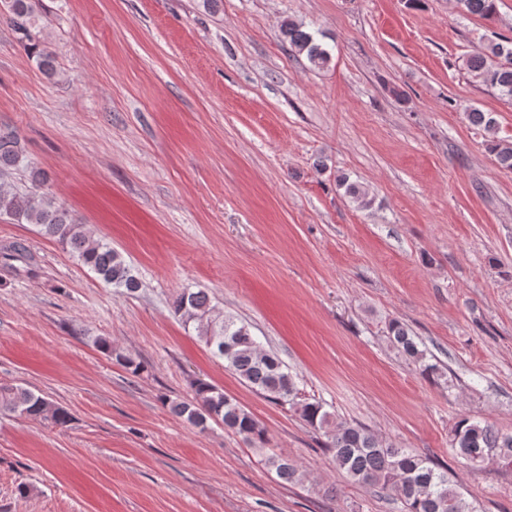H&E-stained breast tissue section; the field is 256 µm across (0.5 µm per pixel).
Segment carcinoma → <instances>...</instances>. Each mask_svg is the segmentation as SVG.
<instances>
[{"label": "carcinoma", "instance_id": "1", "mask_svg": "<svg viewBox=\"0 0 512 512\" xmlns=\"http://www.w3.org/2000/svg\"><path fill=\"white\" fill-rule=\"evenodd\" d=\"M462 12L487 20L496 17V0H458ZM38 0H4L7 21L32 39L31 26ZM280 34L289 50L306 56L311 65L323 68L330 62L329 51L317 42L313 33L291 20L282 23ZM464 69L476 82L498 91L512 100V38L490 41L481 50L464 59ZM468 121L487 134L486 147L496 163L512 169V140L498 136L496 121L488 112L464 105ZM29 166L19 138L14 133L0 132V174L12 168ZM336 182L358 204L369 201L362 186L344 175ZM5 214L19 224H34L40 231L68 247L84 265L104 282L132 293L139 282L122 255L102 239L90 234L85 225L77 224L69 213L39 190L19 194L0 184V215ZM171 308L175 316L204 342L216 358L255 392L277 404L296 406L302 419L311 427L323 430L325 449L331 462L355 483L396 493L402 512H472L463 494L449 477L448 471L429 458L405 448L386 445L372 430L360 424H330V415L318 402L295 403L296 384L288 367L274 352L261 349V344L248 325L215 311L208 295L199 289H184L173 296ZM389 338L408 360L426 372L435 366L426 362V354L408 328L395 320L389 325ZM94 346L106 357L132 374L144 370L141 363L98 336ZM190 400H163L171 413L194 427L205 430L209 422H220L224 428L252 445L266 442L265 430L235 399L224 390L204 380L193 383ZM20 416H42L53 425L64 428L72 421L71 413L31 390L0 385V412ZM450 443L467 467L476 468L494 459L501 467L512 470V433H503L486 422L468 417L457 420L450 431ZM270 466L284 482L300 480L297 465L286 458L269 459Z\"/></svg>", "mask_w": 512, "mask_h": 512}]
</instances>
